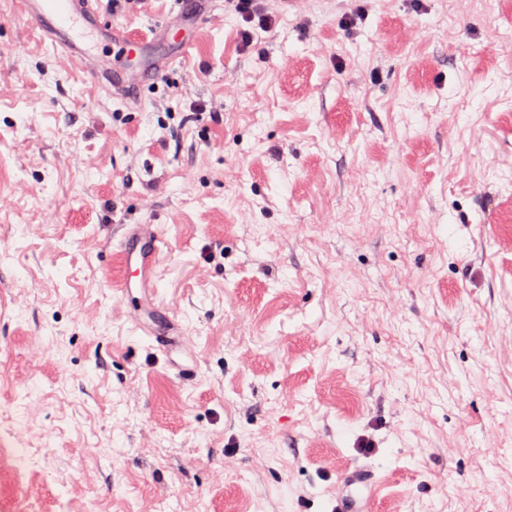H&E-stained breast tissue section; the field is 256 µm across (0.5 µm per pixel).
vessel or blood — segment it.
<instances>
[{
  "mask_svg": "<svg viewBox=\"0 0 512 512\" xmlns=\"http://www.w3.org/2000/svg\"><path fill=\"white\" fill-rule=\"evenodd\" d=\"M19 4L21 13L34 22L42 39L69 55L81 52L71 34L73 27L81 22L103 30L111 42L124 49L136 40L135 35L125 29L101 21L99 0H19ZM126 238L141 245L137 273L141 286H148L164 252L163 241L159 233L148 226L131 229Z\"/></svg>",
  "mask_w": 512,
  "mask_h": 512,
  "instance_id": "obj_1",
  "label": "vessel or blood"
}]
</instances>
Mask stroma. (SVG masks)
<instances>
[{
  "mask_svg": "<svg viewBox=\"0 0 512 512\" xmlns=\"http://www.w3.org/2000/svg\"><path fill=\"white\" fill-rule=\"evenodd\" d=\"M101 4L136 104L0 0V512H512V0ZM261 0H227L228 4L252 29H268L272 25V15L262 6ZM126 238L127 242L135 239L141 243L140 255L137 261V274L140 275V288L144 292L164 252L163 241L159 233L148 226H138L131 229Z\"/></svg>",
  "mask_w": 512,
  "mask_h": 512,
  "instance_id": "obj_1",
  "label": "stroma"
}]
</instances>
